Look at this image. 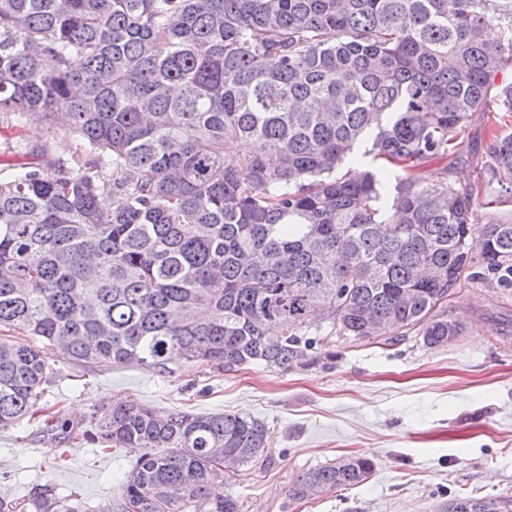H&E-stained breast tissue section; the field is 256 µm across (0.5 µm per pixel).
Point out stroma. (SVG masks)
Instances as JSON below:
<instances>
[{"label":"stroma","mask_w":512,"mask_h":512,"mask_svg":"<svg viewBox=\"0 0 512 512\" xmlns=\"http://www.w3.org/2000/svg\"><path fill=\"white\" fill-rule=\"evenodd\" d=\"M496 112L473 113L453 156L424 167L471 184L482 177ZM50 143V157L78 168L87 153L77 135L42 118L0 117V167L22 166L25 150ZM466 330L428 348L413 337L394 345L337 339L332 365L274 372L254 364L218 373L173 360L164 371L102 362H57L43 405L79 421L120 397L163 415L180 411L232 413L262 420L267 458L227 473L223 486L241 512H434L455 493L512 496V291L468 282L448 302ZM358 452L374 463L362 485L289 503L302 471ZM136 453L71 442L22 421L0 430V497L27 498L52 481L62 497L88 512L116 505Z\"/></svg>","instance_id":"obj_1"}]
</instances>
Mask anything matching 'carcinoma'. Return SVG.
<instances>
[{
	"mask_svg": "<svg viewBox=\"0 0 512 512\" xmlns=\"http://www.w3.org/2000/svg\"><path fill=\"white\" fill-rule=\"evenodd\" d=\"M512 0H0V112L78 134L74 170L0 171V429L41 406L52 364L308 369L329 338L463 335L461 283L512 290V223L475 234L482 188L418 174L472 113L512 116ZM368 156L376 171L338 175ZM485 185L512 188V131ZM111 200L108 208L101 196ZM92 442L142 451L117 512H240L211 486L266 452L264 422L96 411ZM354 454L296 476L295 503L367 480ZM0 512H84L49 480ZM436 512H512L455 495Z\"/></svg>",
	"mask_w": 512,
	"mask_h": 512,
	"instance_id": "carcinoma-1",
	"label": "carcinoma"
}]
</instances>
